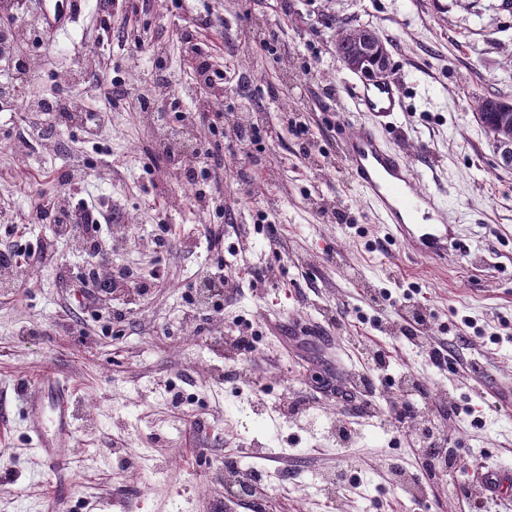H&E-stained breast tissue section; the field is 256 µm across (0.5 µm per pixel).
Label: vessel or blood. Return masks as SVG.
<instances>
[{"label":"vessel or blood","instance_id":"b4317fda","mask_svg":"<svg viewBox=\"0 0 512 512\" xmlns=\"http://www.w3.org/2000/svg\"><path fill=\"white\" fill-rule=\"evenodd\" d=\"M352 94L361 118L343 138V159L387 229L415 253L440 256L459 250L461 239L448 217L445 198L439 191L421 187L416 171L387 138L392 119L401 109L399 84L367 80L353 84ZM39 385L46 388V396L25 395L22 411L41 458L56 466L60 447L71 433L73 392L51 375L43 376ZM480 484L497 498H511L512 469L487 470Z\"/></svg>","mask_w":512,"mask_h":512}]
</instances>
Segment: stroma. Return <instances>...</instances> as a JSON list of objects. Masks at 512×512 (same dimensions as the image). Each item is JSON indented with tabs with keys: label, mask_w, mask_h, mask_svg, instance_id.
Masks as SVG:
<instances>
[{
	"label": "stroma",
	"mask_w": 512,
	"mask_h": 512,
	"mask_svg": "<svg viewBox=\"0 0 512 512\" xmlns=\"http://www.w3.org/2000/svg\"><path fill=\"white\" fill-rule=\"evenodd\" d=\"M202 15L210 27H199ZM337 19L382 36L388 76L402 85L388 138L446 196L464 250L412 254L351 177L339 141L359 118L348 86L361 76L336 55ZM269 30L284 45L275 56L258 43ZM201 49L216 69L250 81L227 93L225 115L258 113L279 133L253 145L257 167L239 150L218 153V201L204 215L175 203V180L151 184L144 114L110 95L131 71L154 76L159 60L181 76L183 112H197L207 94L193 78ZM36 51L41 65L25 98L54 93L90 54L95 85L73 92L87 110L109 111L110 124L93 136L61 129L46 145L34 114L0 111V244L57 248L54 264L0 287V512H503L479 482L487 469L512 465V399L502 394L512 383V166L474 104L512 99V0H79L67 30ZM22 139L23 165L8 151ZM71 168L84 176L62 187L58 176ZM247 187L254 197L242 198ZM37 194L72 205L97 199L119 222L134 216V234L112 250L111 288L82 284L88 255L78 241L23 222ZM209 224L222 226L223 251L206 238ZM219 269L236 293L198 304L201 280ZM147 279L153 288L136 294L133 282ZM413 308L447 344V364L402 337ZM187 330L190 345L181 341ZM241 333L251 351L237 349ZM377 351L385 364L376 369ZM367 371L377 391L410 374L474 412L470 425L430 411L454 464L431 480L425 501L392 481L395 469L416 478L426 470L391 403L364 410L315 381L332 376L345 387ZM48 373L70 384L77 407L60 483L20 412L23 389ZM285 393L300 402L297 414L285 413ZM337 414L354 435L350 446L331 432ZM248 454L269 486L261 501L225 497L217 479ZM353 457L359 477L324 497L321 474Z\"/></svg>",
	"instance_id": "35a3bbf8"
}]
</instances>
